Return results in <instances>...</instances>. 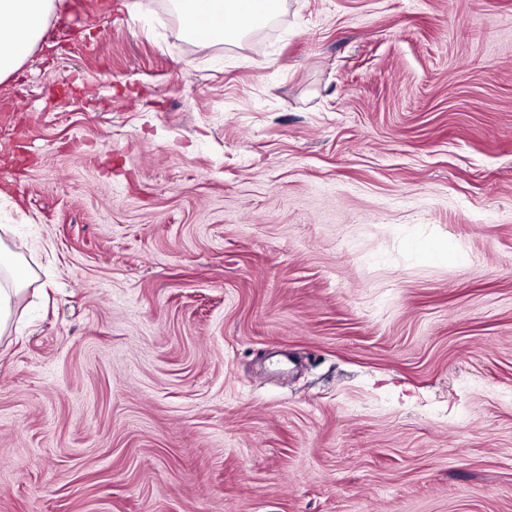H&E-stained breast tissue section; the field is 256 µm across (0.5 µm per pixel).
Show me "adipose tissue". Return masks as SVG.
I'll use <instances>...</instances> for the list:
<instances>
[{"label": "adipose tissue", "mask_w": 512, "mask_h": 512, "mask_svg": "<svg viewBox=\"0 0 512 512\" xmlns=\"http://www.w3.org/2000/svg\"><path fill=\"white\" fill-rule=\"evenodd\" d=\"M280 0H254L245 7L244 0H177L183 30L196 34L197 18L209 13L218 24L211 35L213 41L236 40L254 27L267 22L276 13ZM61 5V0H0V17L7 23L0 27V80L17 72L31 54L44 25ZM0 275L10 284L0 289V330L7 328L12 302L23 290L28 275L19 255L0 243Z\"/></svg>", "instance_id": "obj_1"}]
</instances>
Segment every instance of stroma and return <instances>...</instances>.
I'll return each instance as SVG.
<instances>
[{
    "label": "stroma",
    "mask_w": 512,
    "mask_h": 512,
    "mask_svg": "<svg viewBox=\"0 0 512 512\" xmlns=\"http://www.w3.org/2000/svg\"><path fill=\"white\" fill-rule=\"evenodd\" d=\"M0 241V512H512V0H64ZM244 1L246 0H178L176 5L182 28L188 34L198 33L196 24L199 14L206 12L218 19L219 23L215 28L214 19L209 15L202 16L199 30L213 41L223 43L236 40L252 28L267 22L277 14L282 3L280 0H254L251 8H243ZM265 4H271L272 7L267 8ZM0 334L6 330L12 313L13 298L17 297L24 289L28 275L20 264L19 253L12 251L0 241ZM10 276V286L7 279ZM2 276L7 287L2 286Z\"/></svg>",
    "instance_id": "obj_1"
}]
</instances>
